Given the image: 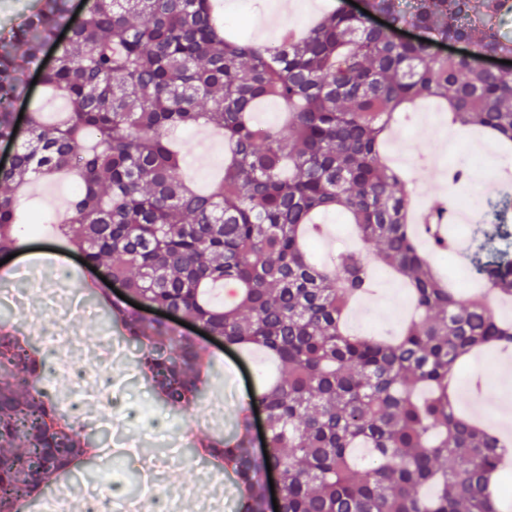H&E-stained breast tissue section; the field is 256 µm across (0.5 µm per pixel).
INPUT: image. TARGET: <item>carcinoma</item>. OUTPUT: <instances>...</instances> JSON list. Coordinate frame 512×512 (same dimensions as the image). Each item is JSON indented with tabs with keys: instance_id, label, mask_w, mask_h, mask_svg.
I'll return each instance as SVG.
<instances>
[{
	"instance_id": "1",
	"label": "carcinoma",
	"mask_w": 512,
	"mask_h": 512,
	"mask_svg": "<svg viewBox=\"0 0 512 512\" xmlns=\"http://www.w3.org/2000/svg\"><path fill=\"white\" fill-rule=\"evenodd\" d=\"M512 0H337L309 29L284 26L275 45L226 36L214 0H36L29 18L0 35V140L19 142L0 169V255L26 247L44 225L23 223L18 192L71 175L76 189L53 225L57 239L120 288L89 296L163 406L178 413L205 398L213 351L129 301L201 324L237 349L254 347L276 379L223 436H199L195 456L224 466L241 492L234 512H266L268 470L280 475L279 512H500L491 479L512 444L475 424L451 398L473 351L512 357V323L493 302L512 299V234L498 233L493 269L437 232L442 208L415 226L404 180L382 154L406 105L435 100L461 131L512 143V71L483 58L512 54ZM405 27L422 38L404 42ZM63 41H56L61 30ZM465 41L469 55L439 58L436 44ZM55 56L40 66L45 44ZM26 45L19 55L14 46ZM67 102L62 119L30 113L14 131L13 104L28 74ZM285 110L261 126L257 108ZM209 127L224 139L220 176L198 187L170 135ZM469 225L505 224L508 189ZM345 213L363 250L312 259L317 217ZM470 264L481 288L460 295L418 237ZM409 290L416 315L390 338L350 335L348 306L373 293L366 255ZM239 302L217 301L224 282ZM46 355L0 320V512H20L70 467L97 457L81 428L44 391ZM267 438L256 450L254 410ZM369 453L359 457L357 449Z\"/></svg>"
}]
</instances>
